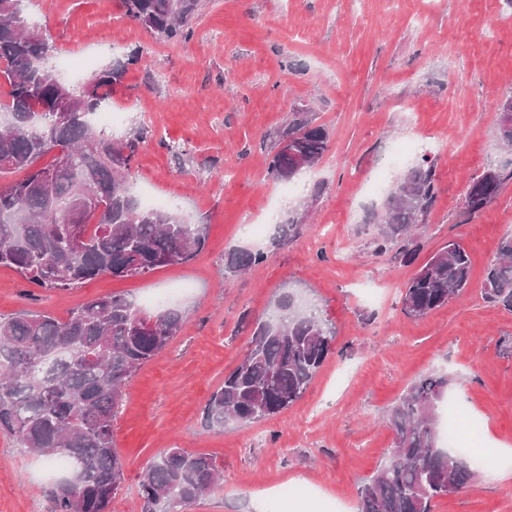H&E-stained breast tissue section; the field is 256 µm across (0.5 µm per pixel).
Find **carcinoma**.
Segmentation results:
<instances>
[{
    "instance_id": "carcinoma-1",
    "label": "carcinoma",
    "mask_w": 512,
    "mask_h": 512,
    "mask_svg": "<svg viewBox=\"0 0 512 512\" xmlns=\"http://www.w3.org/2000/svg\"><path fill=\"white\" fill-rule=\"evenodd\" d=\"M15 0H0V176H24L0 187V266L16 270L38 288L66 290L101 277H132L191 260L205 244L204 227L185 222L176 208H146L131 192L128 175L143 129L125 138L105 134L91 116L119 82L127 62L108 63L81 82L63 79L53 65L57 48ZM126 15L159 38L192 34L200 0H124ZM330 132L311 112L296 111L276 134L267 173L288 183L329 148ZM65 151L60 162L42 164ZM434 165L425 160L401 173L384 201L375 242L383 251L413 238L435 199ZM88 186L93 209L83 224L86 242L73 245L59 232ZM502 186L489 169L469 182L466 206L477 213ZM263 251L233 250L225 271L237 275L266 261ZM470 259L448 241L422 264L401 296L403 313L423 318L461 297ZM485 298L512 311V237L501 239L487 267ZM140 308L121 295L94 298L64 320L19 313L0 319V431L22 448L75 462L52 492L53 512H111L123 479V459L112 426L133 374L179 333L182 312L157 310L155 330L136 328ZM336 331L319 308L293 292L282 293L272 312L255 320L252 346L210 396L208 426L272 419L298 401L328 357ZM451 380L432 372L413 382L388 410L395 440L388 459L358 489L359 512H433L436 499L470 483L473 462L447 447L442 410ZM216 464L202 454L171 448L150 462L139 488L144 512H179L218 486Z\"/></svg>"
}]
</instances>
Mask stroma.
I'll list each match as a JSON object with an SVG mask.
<instances>
[{
	"label": "stroma",
	"instance_id": "35a3bbf8",
	"mask_svg": "<svg viewBox=\"0 0 512 512\" xmlns=\"http://www.w3.org/2000/svg\"><path fill=\"white\" fill-rule=\"evenodd\" d=\"M59 52L85 59L81 77L141 57L112 89L123 116L116 137L143 128L130 172L176 200L206 227L190 261L69 290L32 286L0 267V317L22 311L66 318L92 298L122 294L144 305L182 284L180 333L129 379L113 425L125 480L112 512H143L147 463L172 447L212 458L223 480L184 512H358L361 481L384 463L394 432L385 411L419 377L448 372L472 446L495 463L468 486L438 498L433 512H512V312L488 302L485 272L512 235V151L497 139L499 102L512 94V5L507 0H201L193 35L166 42L132 22L123 0H26ZM315 113L330 148L291 201L307 218L280 246L247 237L281 207L267 157L290 112ZM436 164V198L420 226L417 264L397 247L377 252L374 212L399 167L395 144ZM185 147L177 155L176 147ZM502 176L482 211L465 207L468 183L486 168ZM323 184L311 196L315 184ZM470 257L460 299L421 319L401 295L418 263L448 239ZM232 248L263 250L266 262L224 274ZM299 289L336 330L335 352L304 396L277 417L207 428L211 394L248 351L253 322L283 291ZM48 460L0 434V512H52L58 482ZM287 483L310 485L282 500Z\"/></svg>",
	"mask_w": 512,
	"mask_h": 512
}]
</instances>
